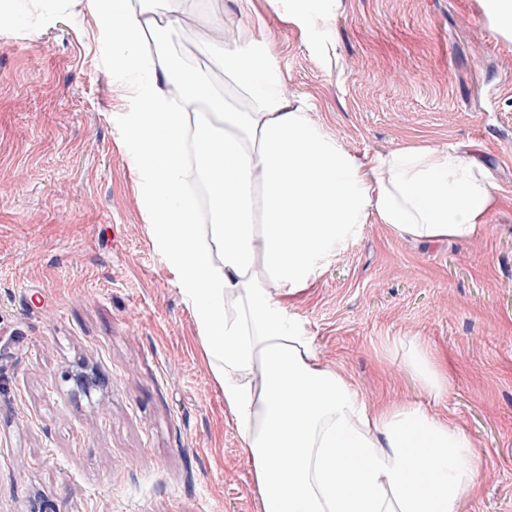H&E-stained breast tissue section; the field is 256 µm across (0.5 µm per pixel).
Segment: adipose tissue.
<instances>
[{
    "label": "adipose tissue",
    "mask_w": 512,
    "mask_h": 512,
    "mask_svg": "<svg viewBox=\"0 0 512 512\" xmlns=\"http://www.w3.org/2000/svg\"><path fill=\"white\" fill-rule=\"evenodd\" d=\"M178 2L85 6L127 101L113 123L145 221L194 312L262 512H457L476 489L469 436L419 404L369 407L318 360L282 298L372 219L416 241L472 238L496 202L491 173L466 146L345 151L288 95L278 61L244 25L199 46L228 79L224 96L175 64ZM264 2L287 25L334 20L326 0ZM407 365L428 393L444 390L425 347L414 345Z\"/></svg>",
    "instance_id": "ef3b65f1"
}]
</instances>
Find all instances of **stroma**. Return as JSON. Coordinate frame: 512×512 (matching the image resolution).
Instances as JSON below:
<instances>
[{
  "mask_svg": "<svg viewBox=\"0 0 512 512\" xmlns=\"http://www.w3.org/2000/svg\"><path fill=\"white\" fill-rule=\"evenodd\" d=\"M330 28L205 0L173 36L193 70L209 15L240 17L289 95L358 156L474 145L497 201L470 240L369 222L286 296L319 360L369 405L419 403L472 439L476 493L512 512V24L490 0H331ZM0 31V512H262L252 463L177 276L146 224L112 117L126 100L74 5ZM335 43L337 62L316 49ZM427 346L437 397L407 368Z\"/></svg>",
  "mask_w": 512,
  "mask_h": 512,
  "instance_id": "1",
  "label": "stroma"
}]
</instances>
